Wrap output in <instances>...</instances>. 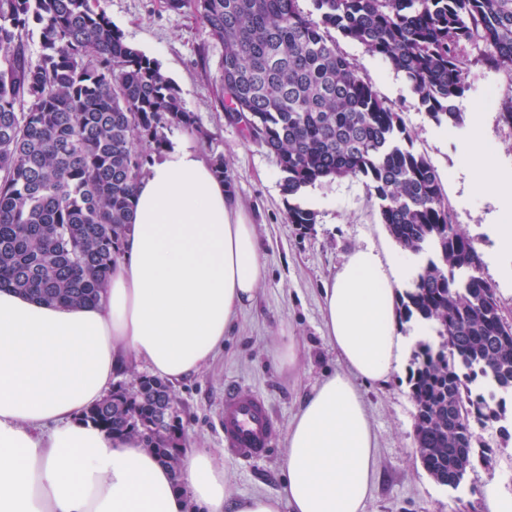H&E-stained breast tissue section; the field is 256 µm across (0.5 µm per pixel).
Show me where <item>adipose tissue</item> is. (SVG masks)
<instances>
[{"instance_id": "adipose-tissue-1", "label": "adipose tissue", "mask_w": 512, "mask_h": 512, "mask_svg": "<svg viewBox=\"0 0 512 512\" xmlns=\"http://www.w3.org/2000/svg\"><path fill=\"white\" fill-rule=\"evenodd\" d=\"M459 158L475 190H495L497 242L512 252V175L491 165L478 131ZM133 204L99 303L49 306L0 289V512H366L378 440L360 387L402 367L404 257L360 247L325 283L326 334L344 369L288 425L282 495L236 497L211 449H183L173 471L83 420L130 361L174 385L207 367L267 276L256 225L189 142L164 148Z\"/></svg>"}]
</instances>
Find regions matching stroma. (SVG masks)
<instances>
[{"mask_svg":"<svg viewBox=\"0 0 512 512\" xmlns=\"http://www.w3.org/2000/svg\"><path fill=\"white\" fill-rule=\"evenodd\" d=\"M126 42L158 60L177 85L184 107L195 113L211 134L201 140L174 126L168 138L190 140L205 157L223 156L240 199L260 237L267 278L256 304L238 318L224 338V350L196 376L175 386L186 447L224 451L219 415L224 390L243 387L263 396L277 420L278 432L268 457L252 462L225 459L224 471L233 496L262 493L279 496L286 477L288 424L304 398L327 375L342 365L324 332L323 284L333 277L356 248L371 245L380 253L397 251L396 242L381 223L369 185L356 178L336 179L306 188L302 197L317 213L309 229L288 223L280 192V173L273 156L237 125L228 123L214 102L219 64L224 48L207 42L192 8L175 13L164 0H98ZM207 45L208 58L198 48ZM339 51L366 78L379 95L399 112L409 130L413 148L424 154L441 177L445 200L461 232L482 255L481 277L497 292L505 318H512V255L495 240L498 206L492 193H475L474 174L459 163V145L480 120L493 164L512 172V129L499 120L500 107L488 104L489 91L498 97L512 94V74L469 66V88L457 107L463 123L454 135L435 124L411 91L403 74L363 47L337 38ZM296 337L301 360L295 372L281 371L277 355L282 332ZM408 369L384 383L362 385L371 422L378 434L380 479L366 512H481L483 489L496 483L512 494V396L506 398L503 424L479 430V441L493 450V461L476 465L467 478L469 493L459 495L438 485L424 470L414 439V404Z\"/></svg>","mask_w":512,"mask_h":512,"instance_id":"1","label":"stroma"}]
</instances>
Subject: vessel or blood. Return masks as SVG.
<instances>
[{
	"instance_id": "obj_1",
	"label": "vessel or blood",
	"mask_w": 512,
	"mask_h": 512,
	"mask_svg": "<svg viewBox=\"0 0 512 512\" xmlns=\"http://www.w3.org/2000/svg\"><path fill=\"white\" fill-rule=\"evenodd\" d=\"M224 450L231 457L253 461L269 455L276 420L264 397L241 387L224 392Z\"/></svg>"
}]
</instances>
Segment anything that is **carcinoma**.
Returning <instances> with one entry per match:
<instances>
[{
    "label": "carcinoma",
    "instance_id": "cac0c4a2",
    "mask_svg": "<svg viewBox=\"0 0 512 512\" xmlns=\"http://www.w3.org/2000/svg\"><path fill=\"white\" fill-rule=\"evenodd\" d=\"M165 0L190 5L223 45L215 103L274 156L288 223H316L300 202L322 181L363 178L381 222L405 252H430L400 295L407 323L430 327L409 374L423 468L459 490L475 462V427L505 419L512 392V323L496 289L476 275L482 259L453 223L441 179L412 150L399 113L342 55L330 35L404 73L436 124L462 123L469 56L512 74V0ZM36 25L41 43L29 60ZM180 126L209 133L184 109L160 63L126 43L91 0H0V289L46 304L100 301L132 220L137 182ZM480 381V392L469 384ZM183 431L168 383L122 385L85 421L122 433L176 467Z\"/></svg>",
    "mask_w": 512,
    "mask_h": 512
}]
</instances>
